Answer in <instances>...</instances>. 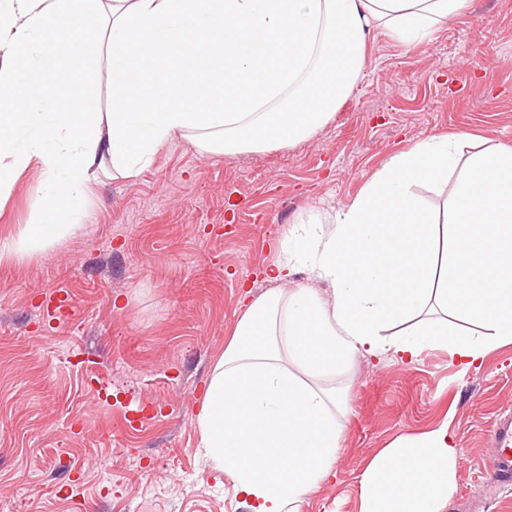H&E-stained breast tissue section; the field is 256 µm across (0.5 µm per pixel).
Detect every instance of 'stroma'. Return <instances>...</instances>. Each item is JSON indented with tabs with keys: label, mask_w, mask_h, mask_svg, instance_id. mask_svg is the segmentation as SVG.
<instances>
[{
	"label": "stroma",
	"mask_w": 512,
	"mask_h": 512,
	"mask_svg": "<svg viewBox=\"0 0 512 512\" xmlns=\"http://www.w3.org/2000/svg\"><path fill=\"white\" fill-rule=\"evenodd\" d=\"M455 135L512 145V0H471L412 45L374 32L350 95L307 139L227 155L188 131L132 178L104 160L83 229L0 262V512H247L196 425L244 292L269 290L293 231L317 232L390 156ZM46 193L39 168L18 178L0 243ZM53 294L71 316L47 314ZM324 385L340 396L339 449L300 512H357L370 460L443 421L460 450L445 512H512L487 472L512 415V344L466 371L439 348L410 365L359 356Z\"/></svg>",
	"instance_id": "35a3bbf8"
}]
</instances>
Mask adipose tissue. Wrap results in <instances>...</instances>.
Here are the masks:
<instances>
[{"label":"adipose tissue","instance_id":"ef3b65f1","mask_svg":"<svg viewBox=\"0 0 512 512\" xmlns=\"http://www.w3.org/2000/svg\"><path fill=\"white\" fill-rule=\"evenodd\" d=\"M470 0H11L0 13V197L39 165L43 217L0 245V260L83 228L99 156L133 177L177 133L228 154L309 137L358 80L374 30L425 39ZM112 65V110L91 96L55 104L71 75ZM458 168L452 245L413 186ZM312 281L294 287L298 268ZM211 367L197 414L200 446L252 512H299L333 471L335 390L310 384L356 355L407 363L440 347L469 368L512 344V147L459 160L448 138L393 155L312 236H292L266 268ZM326 284L323 299L317 284ZM459 452L447 423L378 453L359 512H445Z\"/></svg>","mask_w":512,"mask_h":512}]
</instances>
